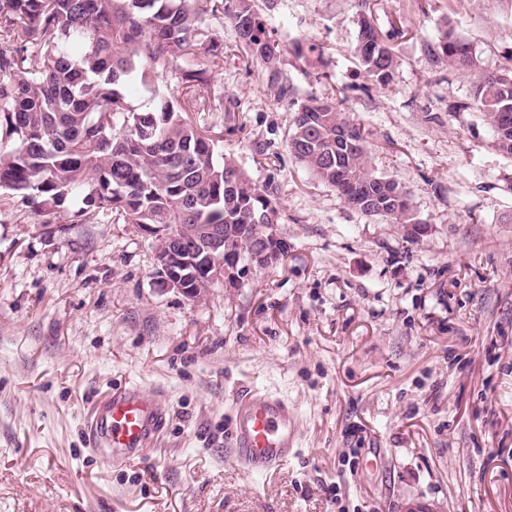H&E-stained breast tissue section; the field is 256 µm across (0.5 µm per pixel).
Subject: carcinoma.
<instances>
[{"label":"carcinoma","mask_w":512,"mask_h":512,"mask_svg":"<svg viewBox=\"0 0 512 512\" xmlns=\"http://www.w3.org/2000/svg\"><path fill=\"white\" fill-rule=\"evenodd\" d=\"M218 13L271 70L277 95H294L253 0H0V190L21 193L45 212L77 197L73 217L81 223L102 211L114 224H157L162 233L179 234L156 245L185 261L188 288L210 284L194 261L213 227L224 228V262L256 269L281 263L285 239L260 241L254 229L262 215L280 224L277 188L257 185L231 159H216L214 139L188 116L206 105L213 83L208 58L224 54L222 38L200 41L203 17ZM196 49L202 56L181 73L190 94L158 96L149 73L176 66ZM355 52L370 81L392 80L396 56L365 14ZM435 54L475 74L473 104L492 146L512 157V67L482 69L470 43L449 31ZM141 88L150 96L136 108L128 99ZM294 105V159L349 208L416 236L410 227L420 221L409 195L394 193L400 184L372 169L365 128L331 101L310 96ZM258 245L270 252L261 263L253 261Z\"/></svg>","instance_id":"obj_1"}]
</instances>
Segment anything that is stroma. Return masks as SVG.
Instances as JSON below:
<instances>
[{
    "label": "stroma",
    "mask_w": 512,
    "mask_h": 512,
    "mask_svg": "<svg viewBox=\"0 0 512 512\" xmlns=\"http://www.w3.org/2000/svg\"><path fill=\"white\" fill-rule=\"evenodd\" d=\"M296 93L224 40L220 108L191 113L217 150L274 184L288 256L194 301L165 289L151 237L76 200L43 217L0 192V512H512V157L461 109L474 77L435 62L445 30L481 66L512 60V0H368L398 66L369 86L356 0H255ZM316 45L322 58H296ZM370 163L427 231L350 209L288 151L295 99L338 97ZM153 391L167 423L143 460L110 464L87 434L112 389ZM259 390L293 407L296 452L244 470L230 432Z\"/></svg>",
    "instance_id": "stroma-1"
}]
</instances>
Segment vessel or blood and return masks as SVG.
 <instances>
[{
  "label": "vessel or blood",
  "mask_w": 512,
  "mask_h": 512,
  "mask_svg": "<svg viewBox=\"0 0 512 512\" xmlns=\"http://www.w3.org/2000/svg\"><path fill=\"white\" fill-rule=\"evenodd\" d=\"M164 425L155 395L131 385L100 401L93 417L92 441L109 461L125 464L139 457ZM299 433L294 409L278 397L257 391L238 404L232 448L245 469L267 475L292 458Z\"/></svg>",
  "instance_id": "1"
}]
</instances>
